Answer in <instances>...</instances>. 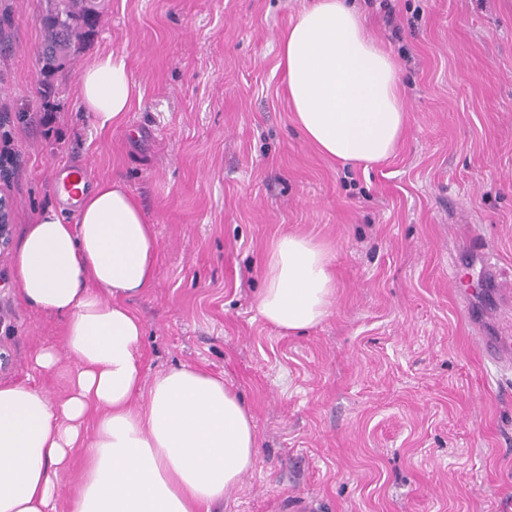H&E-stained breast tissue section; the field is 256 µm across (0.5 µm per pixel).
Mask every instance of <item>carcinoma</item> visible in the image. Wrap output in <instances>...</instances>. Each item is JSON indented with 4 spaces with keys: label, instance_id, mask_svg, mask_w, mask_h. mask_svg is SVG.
I'll list each match as a JSON object with an SVG mask.
<instances>
[{
    "label": "carcinoma",
    "instance_id": "cac0c4a2",
    "mask_svg": "<svg viewBox=\"0 0 512 512\" xmlns=\"http://www.w3.org/2000/svg\"><path fill=\"white\" fill-rule=\"evenodd\" d=\"M41 23L40 55L48 78L64 67L76 43L94 31L96 14L88 0H48Z\"/></svg>",
    "mask_w": 512,
    "mask_h": 512
}]
</instances>
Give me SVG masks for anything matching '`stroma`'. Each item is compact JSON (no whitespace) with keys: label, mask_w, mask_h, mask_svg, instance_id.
I'll use <instances>...</instances> for the list:
<instances>
[{"label":"stroma","mask_w":512,"mask_h":512,"mask_svg":"<svg viewBox=\"0 0 512 512\" xmlns=\"http://www.w3.org/2000/svg\"><path fill=\"white\" fill-rule=\"evenodd\" d=\"M46 0H0V175L11 240L62 206L67 165L124 180L154 224L142 375L178 365L222 377L253 416L254 468L213 512H512V297L483 283L477 249L512 281V0H357L392 51L408 124L362 169L307 143L288 102L281 32L302 0H94L97 24L51 93L39 51ZM126 53L141 100L99 133L76 100L83 66ZM328 243L329 317L302 334L256 308L277 236ZM0 252V383L51 395L34 368L63 324L18 297Z\"/></svg>","instance_id":"35a3bbf8"}]
</instances>
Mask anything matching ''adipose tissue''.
<instances>
[{"mask_svg":"<svg viewBox=\"0 0 512 512\" xmlns=\"http://www.w3.org/2000/svg\"><path fill=\"white\" fill-rule=\"evenodd\" d=\"M289 103L307 142L346 164L394 155L407 113L390 52L367 33L353 0H311L279 40ZM78 102L99 131L121 125L141 91L125 54L95 55ZM72 220L36 212L15 253L17 291L64 322L63 347L34 355L42 370L61 355L68 393L0 384V512H56L59 476L87 448L69 512H210L257 459L253 418L223 379L181 365L143 382L144 326L129 307L151 288L159 243L123 180L75 181ZM328 247L285 233L270 245L257 298L285 332L319 325L336 282Z\"/></svg>","mask_w":512,"mask_h":512,"instance_id":"1","label":"adipose tissue"}]
</instances>
